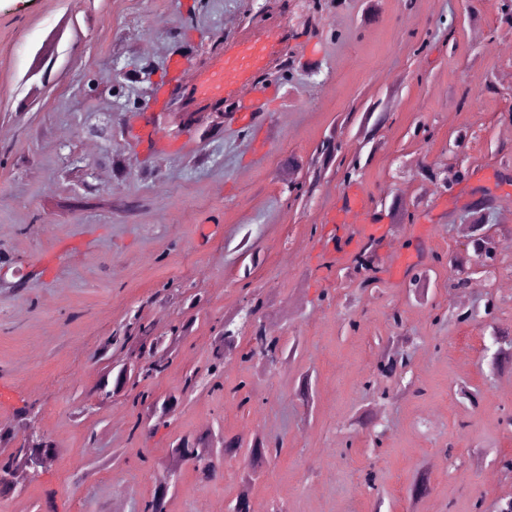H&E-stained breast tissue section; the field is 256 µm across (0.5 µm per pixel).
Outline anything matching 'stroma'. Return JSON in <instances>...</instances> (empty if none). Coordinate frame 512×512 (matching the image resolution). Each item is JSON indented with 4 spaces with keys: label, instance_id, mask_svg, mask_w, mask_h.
<instances>
[{
    "label": "stroma",
    "instance_id": "1",
    "mask_svg": "<svg viewBox=\"0 0 512 512\" xmlns=\"http://www.w3.org/2000/svg\"><path fill=\"white\" fill-rule=\"evenodd\" d=\"M503 0H0V425L32 407L58 462L0 496V512H141L182 436L218 432L278 456L209 478L181 467L166 512H501L512 502V15ZM279 40L283 78L259 119L227 93L220 124L165 123L171 56L198 70L226 40ZM150 79L140 80L143 67ZM144 126L142 142L127 131ZM466 132L457 153L448 145ZM340 145L297 194L317 147ZM456 142V141H455ZM359 170L344 179L339 160ZM451 170L462 182L445 186ZM366 209L342 223L349 196ZM500 262L473 265L470 209ZM415 215L414 222L404 213ZM380 229L376 283L345 268ZM262 263L245 274L247 247ZM465 254L463 265L435 255ZM423 283L412 285L415 275ZM293 353L276 367L224 361V388L182 394L249 294ZM167 370L142 381L182 394L138 431L131 397L99 398L106 339L129 356L139 326L182 323ZM407 365L369 391L390 351ZM243 394H234L235 386ZM477 404L463 398V391ZM249 402H242V395ZM426 476L428 491L410 489Z\"/></svg>",
    "mask_w": 512,
    "mask_h": 512
}]
</instances>
